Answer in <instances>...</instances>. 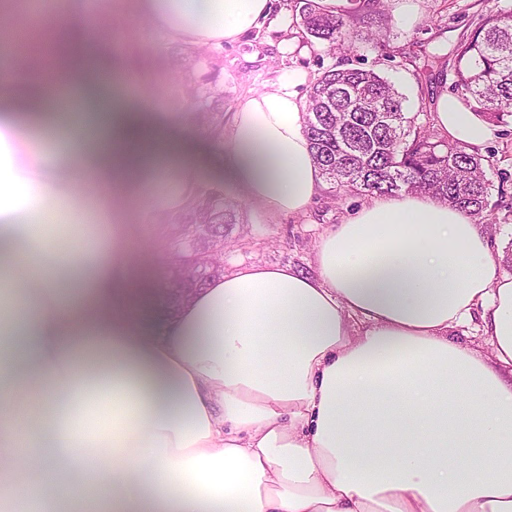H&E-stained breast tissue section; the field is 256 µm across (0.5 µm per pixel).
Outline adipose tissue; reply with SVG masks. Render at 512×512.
<instances>
[{
    "label": "adipose tissue",
    "instance_id": "obj_1",
    "mask_svg": "<svg viewBox=\"0 0 512 512\" xmlns=\"http://www.w3.org/2000/svg\"><path fill=\"white\" fill-rule=\"evenodd\" d=\"M272 0H137L168 40L217 49L266 20ZM291 73L238 101L222 158L249 199L305 212L322 178ZM111 152L68 126L38 87L0 74V391L39 384L51 411L25 429L0 409V451L67 449L49 464L70 498L92 448L112 512H512V276L468 212L419 192L378 195L327 229L316 272L250 265L211 280L150 329L116 304L126 257H81L52 226L94 173L98 223L121 204L177 211L201 167L148 104L113 96ZM437 126L460 145L493 136L441 92ZM149 128L172 168L165 193ZM476 325L489 355L455 337ZM137 495L124 494L126 486Z\"/></svg>",
    "mask_w": 512,
    "mask_h": 512
}]
</instances>
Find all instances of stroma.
<instances>
[{
  "instance_id": "1",
  "label": "stroma",
  "mask_w": 512,
  "mask_h": 512,
  "mask_svg": "<svg viewBox=\"0 0 512 512\" xmlns=\"http://www.w3.org/2000/svg\"><path fill=\"white\" fill-rule=\"evenodd\" d=\"M418 19L403 27L393 10L352 21L358 38L353 50L329 52L307 36L301 26L304 0H275L265 24L247 32L224 49L213 50L197 79L214 78L224 87V114L232 116L238 100L289 72H306L309 85L329 67L372 69L393 82L404 97V110L418 123L434 124L435 98L441 92L460 94L456 74V49L469 38L483 19L511 10L512 0H414ZM99 25L112 33L104 45L107 58L118 60L121 72L132 75L136 88L151 98L154 111L169 119L168 134L178 140L187 156L203 165L204 188L223 193L226 206L234 208L239 221L224 227V270L232 272L251 264L290 265L311 274L321 234L342 223L368 199L339 186L324 184L309 209L299 215H274L251 202L225 172L219 149L209 132L199 126L180 92L181 77L172 61L174 42L136 13L135 0H94ZM85 0H52L50 14L66 17L74 38L89 32ZM490 141L478 153L488 157L487 177L492 184L486 208L476 216L489 237L504 273L512 275V120L494 126ZM128 255V264L151 271L153 314L169 309L172 258L177 251L170 227L158 223L156 212L145 204H131L122 234L116 239Z\"/></svg>"
}]
</instances>
